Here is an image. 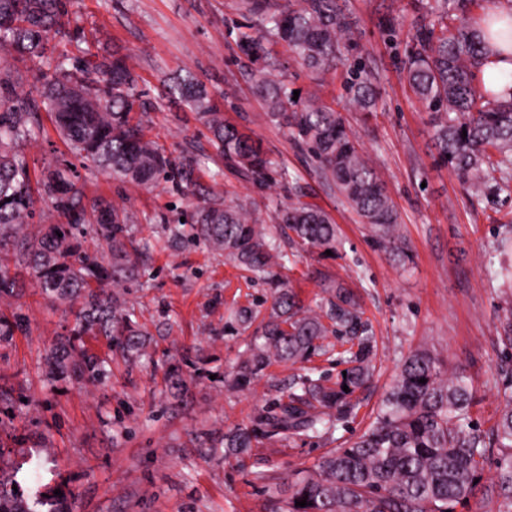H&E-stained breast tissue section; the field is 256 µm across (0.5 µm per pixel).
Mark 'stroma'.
<instances>
[{
	"mask_svg": "<svg viewBox=\"0 0 512 512\" xmlns=\"http://www.w3.org/2000/svg\"><path fill=\"white\" fill-rule=\"evenodd\" d=\"M414 2L345 4L355 24L352 56L365 67L379 101L376 111L344 118L399 213L411 256L402 264L372 245L366 225L319 177L308 153L267 123L265 102L235 43L245 22L236 0H67L68 31L84 34L90 49L105 45L125 56L140 75L147 99L158 105L151 134L168 151L192 158L196 187L187 196L166 182L138 189L82 171L88 197L127 201L139 216L133 239L145 271L123 292L148 340L135 363L112 359L106 384L48 383L45 354L72 326L73 315L67 304L44 299L27 283L21 304L29 327L0 349V469L15 475L25 494L48 492L62 481L72 491V512H268L271 498L287 497L296 472L311 469L334 442L366 428L398 366L419 347L448 368L464 369L480 423H495L498 385L512 363V349L500 339L512 295L490 274L502 259L512 260V248L500 249L512 222V193L471 195L452 167L437 163L428 114L400 68ZM387 14L403 16L405 25L388 31L380 24ZM184 70L223 102L227 122L288 170L286 184L259 189L216 158L194 113L166 95L170 78ZM279 72L309 95L345 93L342 69L318 81L285 56ZM20 151L35 177L53 156L67 154L50 113L42 115L39 141ZM227 190L261 201L268 222L291 194L302 193L339 228V255L306 253L283 273L308 305L320 294L322 277L344 283L373 323L374 377L357 393V415L334 440L262 439L242 458L210 453L226 429L251 424L300 372L276 363L249 389L225 386L249 339L225 332L229 309L265 297L267 287L245 283L222 253L193 239L183 218L198 201ZM171 227L181 232L178 243L169 239ZM174 368L187 382L184 391L170 388ZM261 469L273 474L272 484L255 481Z\"/></svg>",
	"mask_w": 512,
	"mask_h": 512,
	"instance_id": "1",
	"label": "stroma"
}]
</instances>
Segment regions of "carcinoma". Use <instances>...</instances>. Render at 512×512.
I'll return each instance as SVG.
<instances>
[{"label":"carcinoma","instance_id":"cac0c4a2","mask_svg":"<svg viewBox=\"0 0 512 512\" xmlns=\"http://www.w3.org/2000/svg\"><path fill=\"white\" fill-rule=\"evenodd\" d=\"M343 0H238L249 19L236 45L253 64L255 87L265 116L286 129L306 150L320 176L335 187L368 225L373 244L402 263L410 259L400 234L399 214L355 133L340 113L320 98L293 99L294 88L271 76L283 48L309 73L323 77L350 66L355 79L347 102L370 112L378 97L368 74L350 63L353 27ZM410 48L402 71L410 91L429 113L440 164L451 165L471 191H512V99L482 89L478 74L491 57L492 39L507 42L512 31L485 32L473 14L480 0H418ZM65 0H0V300L15 302L24 284L9 261L29 270L39 293L51 301L78 304L69 333L46 354V375L87 384L107 381L109 361L92 351L85 337L101 336L112 350L133 360L145 339L135 310L114 289L141 275L131 247L136 212L124 204L88 197L78 186L72 163L58 159L40 177H31L18 147L40 136V110L51 113L56 130L83 167L134 188L163 179L182 189L193 185V162L166 152L147 136L158 105L144 99L139 77L119 56L91 54L65 30ZM61 35L73 49L53 57L51 38ZM11 56L40 70L36 98L21 88L22 76L6 63ZM168 94L196 112L224 164L262 189L282 183L277 168L252 138L224 120L223 104L191 73L174 79ZM64 221L29 230L41 216L38 205ZM195 239L269 285L264 300L238 307L233 321L242 330L259 323L260 334L246 344L231 386L242 388L273 363H307L342 347L344 371L331 381L305 367L283 390L272 410L258 412L249 426L224 433V455L247 454L260 438H330L357 414L354 393L373 377L375 337L358 296L331 282L315 307L305 305L275 267L303 252L337 254L338 228L331 217L300 196L278 209L271 231L253 199L224 192L198 203L191 215ZM95 233L109 255L84 246L83 227ZM28 328L16 308L0 312V348ZM334 337L336 342L328 341ZM427 382L422 384L420 379ZM349 391H344L343 386ZM501 413L488 429L474 418L476 394L467 375L450 371L428 349L404 360L367 428L329 450L314 469L298 473L288 498L272 501L270 512H464L478 491L495 500V512H512V380L498 390ZM494 469L496 483L479 479ZM18 483L0 477V512H70L71 493L26 497ZM305 500L307 506L298 502Z\"/></svg>","mask_w":512,"mask_h":512}]
</instances>
